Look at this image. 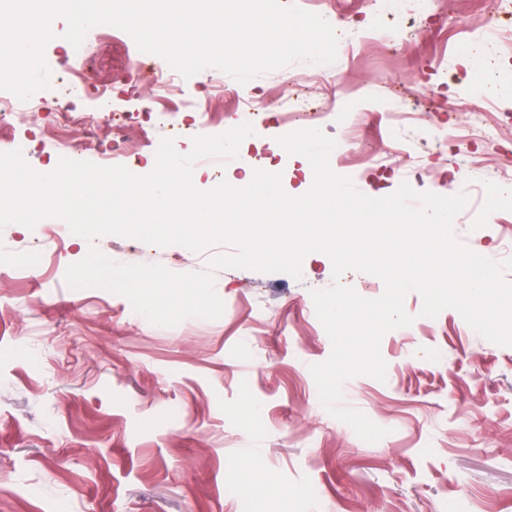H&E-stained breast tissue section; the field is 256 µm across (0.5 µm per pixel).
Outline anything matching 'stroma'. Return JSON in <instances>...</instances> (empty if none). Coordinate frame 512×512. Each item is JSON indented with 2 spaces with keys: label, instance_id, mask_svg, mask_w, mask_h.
I'll return each instance as SVG.
<instances>
[{
  "label": "stroma",
  "instance_id": "1",
  "mask_svg": "<svg viewBox=\"0 0 512 512\" xmlns=\"http://www.w3.org/2000/svg\"><path fill=\"white\" fill-rule=\"evenodd\" d=\"M280 3L329 16L345 39L333 63L296 61L243 85L208 67L161 96L128 32L91 28L86 90L70 106L95 111L104 84L121 116L97 129L83 160L121 146L139 162L165 138L190 152L194 137L232 129L243 86L265 104L248 156H275L282 189L305 193L309 160L278 146L300 98L326 109L318 127L344 145L328 158L336 176L369 197L404 183L466 195L459 243L512 259V189L496 183L512 174V26L490 28L485 0H444L426 16L418 0L380 11L370 0ZM66 29L57 17L34 106L0 124V146L37 173L55 135L45 116L76 67ZM301 70L309 83L288 89ZM49 225L60 236L36 269L0 265V512H512V346L486 340L455 309L422 316L409 292L412 323L380 342L385 380L344 383L342 406L387 431L370 443L323 408L310 370L332 352L312 299L337 279L327 254H307L297 277L218 270L221 317L166 327L122 295L69 288L68 266L94 247L125 264L200 272L234 246L88 240L46 216L31 229L1 227L0 255L25 254Z\"/></svg>",
  "mask_w": 512,
  "mask_h": 512
}]
</instances>
